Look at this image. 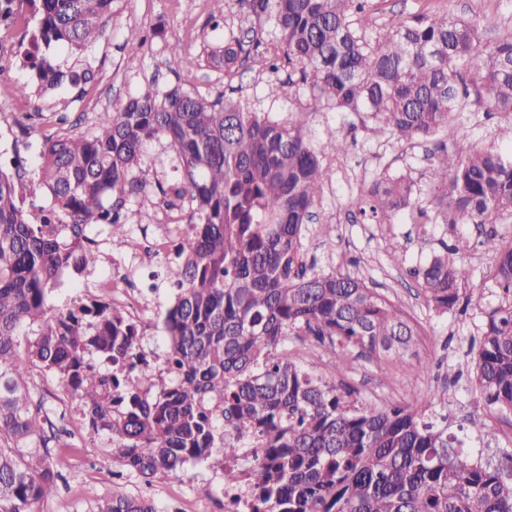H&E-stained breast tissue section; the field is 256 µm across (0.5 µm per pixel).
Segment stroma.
Instances as JSON below:
<instances>
[{
  "label": "stroma",
  "instance_id": "obj_1",
  "mask_svg": "<svg viewBox=\"0 0 512 512\" xmlns=\"http://www.w3.org/2000/svg\"><path fill=\"white\" fill-rule=\"evenodd\" d=\"M451 10L462 18L483 24L488 42L512 33V0H374L372 11L361 25L370 37L383 33L386 22L396 15ZM209 0H115L104 38L83 52L70 53L53 47L46 56L64 70H92L94 80L86 87L70 86L38 96V111H27V97L19 86L30 83L32 71L23 56L12 54L0 63V168L10 169L12 159L21 160L34 171L46 137L89 131L97 112L115 108L151 86L159 89L178 85L214 99L238 101L256 112H268L286 120L294 111L305 113L307 142L323 152L322 160L332 172L323 188L322 200L303 238L304 256L315 272L331 271L358 277L386 295L416 322L417 336L406 355L388 366L377 360L353 357L335 368L314 346L296 347L299 362L308 370L334 383L349 402L357 406L417 405L434 400L438 411L447 414L451 427L464 424L477 404L472 361L477 351L476 326L483 310L498 305L500 298L489 276L491 262L479 248L481 229H456L443 224H421L411 213L400 214L392 223L375 224L352 220L351 214L364 200L372 184L383 176L411 172L421 193L419 203L430 201L426 151L428 142L403 141L376 128L371 121L351 112H338L319 102L308 87L285 94L281 86L287 71L273 74L262 59L248 69L225 72L201 57L204 46L222 44L229 29L246 26L237 0H226L224 21L212 27ZM141 31L146 42L131 49L130 30ZM66 123H59V116ZM499 114L464 112L457 119V135L439 131L440 140H451L454 149L466 152L475 144H498ZM346 140V154L325 152L329 138ZM147 190L135 206L132 222L134 240L160 242L150 267L133 268L129 246L102 243L95 267L77 273L65 271L47 296V305L58 312L79 301L96 297L122 298L121 289L106 292L104 281L113 267L133 271L135 280L149 272H163L171 254L165 243L168 225L186 223L181 210L168 209L167 195L182 188L175 152L167 140L147 147ZM459 248V258L470 267L473 278L465 289L468 304L441 316L430 310L413 274L414 269L440 249L442 243ZM167 290L143 295L137 314L143 322V344L147 352L159 351L161 320ZM460 377H453V370ZM34 396L41 399L51 419L61 420L67 433L58 452L64 464L57 491L41 502L40 512H89L113 485L120 484L137 496L152 499L159 512H224V471L213 461L188 463L180 477L145 482L112 456L108 435L90 439L89 427L68 395L64 383L52 376L35 375Z\"/></svg>",
  "mask_w": 512,
  "mask_h": 512
}]
</instances>
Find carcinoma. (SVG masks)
<instances>
[{
  "instance_id": "1",
  "label": "carcinoma",
  "mask_w": 512,
  "mask_h": 512,
  "mask_svg": "<svg viewBox=\"0 0 512 512\" xmlns=\"http://www.w3.org/2000/svg\"><path fill=\"white\" fill-rule=\"evenodd\" d=\"M38 17V55L25 54L39 91L88 84L64 72L51 45L82 51L104 34L113 0H25ZM372 0H238L258 21L275 19L279 38L263 45L229 31L204 49L206 62L236 70L255 55L286 63L317 99L372 119L399 139L455 132L474 99L504 118L512 140V35L490 44L478 21L448 11L393 17L375 41L357 27ZM296 115L281 121L239 102L209 100L178 86L146 90L96 115L89 134L44 142L32 177L0 171V512H36L57 489L52 427L32 399L36 373L71 389L90 429L106 433L122 466L145 481L172 478L190 461L241 457L240 424L252 435L251 465L224 469L228 486L255 483L250 512H512V452L483 448L471 458L448 416L418 405L357 407L290 353L320 347L338 368L353 352L381 365L402 357L417 330L377 289L349 274L313 273L302 239L331 179ZM169 140L190 185V213L165 276L176 289L162 332L171 377L144 363L143 332L117 305L51 314L46 296L58 273L96 264L102 226L126 243L130 203L144 188L146 146ZM432 211L418 206L410 173L376 182L362 217L388 224L417 210L421 224H499L512 218V153L444 144L429 165ZM46 190L68 224H31L22 198ZM502 295L478 326L475 355L483 409L512 413V240L490 232ZM446 242L418 270L427 306L456 309L472 279ZM108 368L101 370L100 365ZM467 429L489 442L484 414ZM90 512H157L152 500L116 485Z\"/></svg>"
}]
</instances>
